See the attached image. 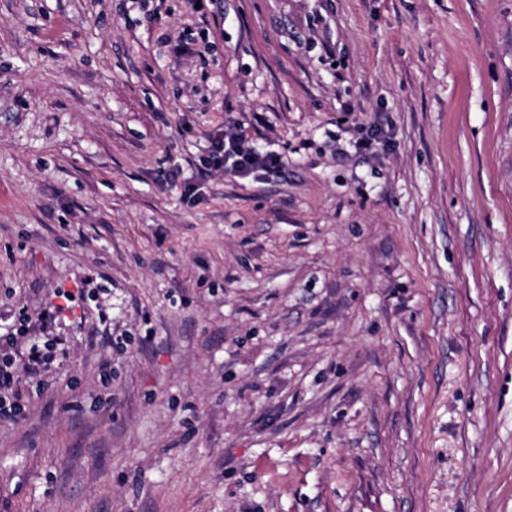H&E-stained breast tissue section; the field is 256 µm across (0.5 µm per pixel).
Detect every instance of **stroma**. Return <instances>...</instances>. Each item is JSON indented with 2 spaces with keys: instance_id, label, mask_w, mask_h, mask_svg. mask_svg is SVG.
<instances>
[{
  "instance_id": "stroma-1",
  "label": "stroma",
  "mask_w": 512,
  "mask_h": 512,
  "mask_svg": "<svg viewBox=\"0 0 512 512\" xmlns=\"http://www.w3.org/2000/svg\"><path fill=\"white\" fill-rule=\"evenodd\" d=\"M61 288L0 512H512V0H0V321ZM207 139L209 145L205 163L215 170L224 169L237 177H256L281 173L285 168L282 156L276 152L254 149L241 129H217L208 133Z\"/></svg>"
}]
</instances>
